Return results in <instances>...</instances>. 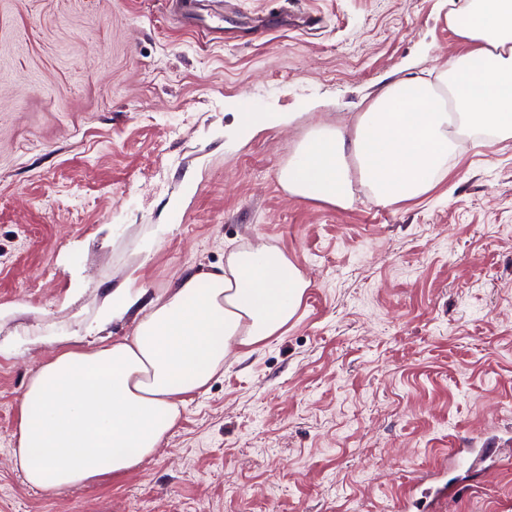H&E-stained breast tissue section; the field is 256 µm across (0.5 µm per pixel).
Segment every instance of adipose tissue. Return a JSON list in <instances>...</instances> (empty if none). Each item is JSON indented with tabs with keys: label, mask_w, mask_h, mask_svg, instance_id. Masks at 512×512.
I'll return each mask as SVG.
<instances>
[{
	"label": "adipose tissue",
	"mask_w": 512,
	"mask_h": 512,
	"mask_svg": "<svg viewBox=\"0 0 512 512\" xmlns=\"http://www.w3.org/2000/svg\"><path fill=\"white\" fill-rule=\"evenodd\" d=\"M452 3L446 21L463 52L384 87L351 128L314 125L279 172L289 196L346 209L361 186L376 205L396 206L430 195L465 136L512 139V0ZM308 286L284 251L263 245L151 299L112 290L102 320L134 313L132 334L61 339L27 384L15 449L26 481L59 492L135 471L227 359L244 361L287 331Z\"/></svg>",
	"instance_id": "1"
}]
</instances>
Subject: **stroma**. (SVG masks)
Here are the masks:
<instances>
[{
  "mask_svg": "<svg viewBox=\"0 0 512 512\" xmlns=\"http://www.w3.org/2000/svg\"><path fill=\"white\" fill-rule=\"evenodd\" d=\"M444 0H0V512H512V140L426 199L278 181L317 123L462 47ZM288 112L244 136L239 114ZM283 249L295 321L195 394L159 451L49 493L19 404L137 273L156 294Z\"/></svg>",
  "mask_w": 512,
  "mask_h": 512,
  "instance_id": "obj_1",
  "label": "stroma"
}]
</instances>
